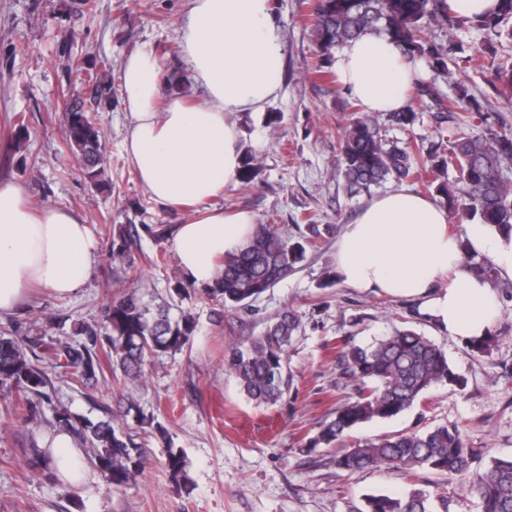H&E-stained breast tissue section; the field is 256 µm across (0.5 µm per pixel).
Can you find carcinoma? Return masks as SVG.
I'll return each instance as SVG.
<instances>
[{"label":"carcinoma","instance_id":"carcinoma-1","mask_svg":"<svg viewBox=\"0 0 512 512\" xmlns=\"http://www.w3.org/2000/svg\"><path fill=\"white\" fill-rule=\"evenodd\" d=\"M477 26L496 36L512 39V0H496V10L479 18L452 13L448 0H314L310 33L319 54L314 77L329 81L328 63L336 49L367 34L386 38L410 63H423L410 83L412 97L406 106L385 113L388 126L410 133L420 121L415 101L428 102L440 127L439 141L428 146L387 139L378 121L352 106L353 117L340 138L339 167L346 188L369 191L387 180H415L426 174L453 169V181L435 186L451 217L478 219L500 232L512 233V126L488 122L483 132H467V113L481 111L480 103L462 93L450 98L440 88L448 60L459 46L448 38L435 43L428 37L434 27L448 31ZM110 66L91 60L81 67V83L99 105L112 102ZM491 83L503 94L512 93V62L492 68ZM67 146L76 157L84 178L98 189L105 161L104 132L84 108L82 93L67 89ZM448 143L443 147L442 143ZM464 262L490 282L498 271L485 256L460 241ZM305 247L289 243L279 228L258 224L239 251L224 255L222 270L213 284L203 288L210 301L226 310L246 309L288 277L304 260ZM298 315L278 313L259 336L227 347L224 366L249 399L274 405L290 393L293 376L288 370V348L300 331ZM196 325L193 318H173L168 307L150 308L138 291L129 290L108 304L102 319L80 326L76 341L29 336L19 325L0 327V389L12 396L8 414L36 426L68 430L83 449L108 490L134 484L151 464L148 449L132 434L115 429L112 418L91 422L55 402V381L86 389L102 380L128 386L140 381L146 362L160 354L181 352ZM336 362L341 375L355 386V395L336 408L309 441V447H329L374 420L392 419L418 404L438 384L459 385L445 352L430 338L410 328H396L362 347L346 338ZM50 412L52 418L45 417ZM24 452L31 464L48 458L47 451L30 436ZM475 460L465 428L436 426L423 432H396L381 438L358 440L336 458L349 471L396 468L412 476L429 469L448 477L467 473ZM165 466L172 479H187V460L181 451L167 448ZM474 488L481 512H512V457L493 458L475 472ZM364 512H434L430 497L422 492L407 496L371 495Z\"/></svg>","mask_w":512,"mask_h":512}]
</instances>
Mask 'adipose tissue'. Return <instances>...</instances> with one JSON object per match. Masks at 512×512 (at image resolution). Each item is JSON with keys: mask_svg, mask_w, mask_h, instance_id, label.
<instances>
[{"mask_svg": "<svg viewBox=\"0 0 512 512\" xmlns=\"http://www.w3.org/2000/svg\"><path fill=\"white\" fill-rule=\"evenodd\" d=\"M183 64L199 90L195 103L164 96L159 59L150 46L129 55L121 93L130 118L123 143L151 196L188 220L173 234V250L186 280L211 284L224 254L251 237L246 211L210 207L237 181L243 162L241 133L231 114L260 111L277 91L281 35L271 0H188L180 27ZM342 86L369 112L407 103L410 68L385 38L367 35L334 57ZM474 251L512 278V235L469 224ZM96 243L87 224L64 206L39 211L24 187L0 181V316L16 313L33 287L60 295L87 281ZM344 284L423 302L427 315L454 338L486 336L498 312L491 284L465 266L459 241L448 232V211L401 188L374 198L336 244Z\"/></svg>", "mask_w": 512, "mask_h": 512, "instance_id": "obj_1", "label": "adipose tissue"}]
</instances>
